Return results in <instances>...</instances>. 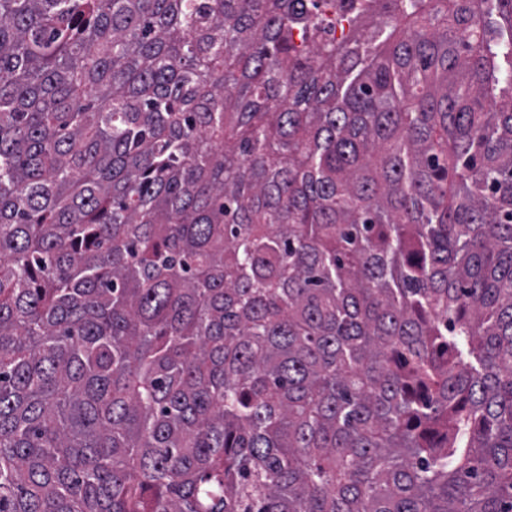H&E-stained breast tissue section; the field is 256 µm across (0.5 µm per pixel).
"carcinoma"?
I'll return each instance as SVG.
<instances>
[{"label": "carcinoma", "instance_id": "1", "mask_svg": "<svg viewBox=\"0 0 512 512\" xmlns=\"http://www.w3.org/2000/svg\"><path fill=\"white\" fill-rule=\"evenodd\" d=\"M0 0V512H512V0ZM361 0H333L326 8V17L330 24V29L324 33V38L334 39L338 42L342 36V26L347 28L345 18L352 14Z\"/></svg>", "mask_w": 512, "mask_h": 512}]
</instances>
